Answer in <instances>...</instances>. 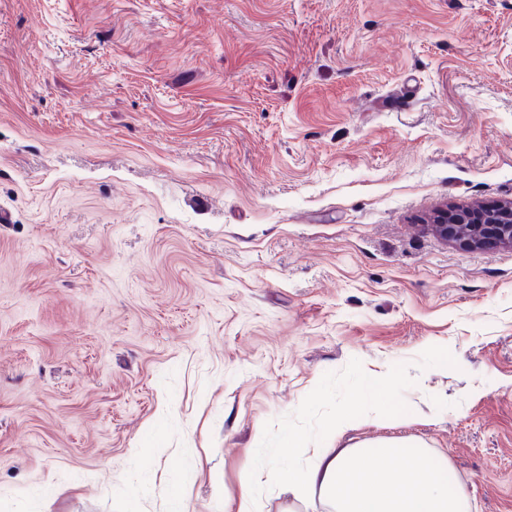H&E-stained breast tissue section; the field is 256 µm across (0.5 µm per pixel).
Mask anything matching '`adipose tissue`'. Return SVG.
Returning <instances> with one entry per match:
<instances>
[{
	"label": "adipose tissue",
	"instance_id": "ef3b65f1",
	"mask_svg": "<svg viewBox=\"0 0 512 512\" xmlns=\"http://www.w3.org/2000/svg\"><path fill=\"white\" fill-rule=\"evenodd\" d=\"M394 369L364 376L357 394L344 403L326 432L340 438L357 423L393 418ZM281 453L288 466L258 467L254 484L276 482L283 490L301 489L327 499L334 512H466L462 488L450 487L444 460L412 439L362 443L353 448H311L299 433L288 434Z\"/></svg>",
	"mask_w": 512,
	"mask_h": 512
}]
</instances>
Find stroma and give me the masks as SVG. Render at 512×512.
Listing matches in <instances>:
<instances>
[{"mask_svg":"<svg viewBox=\"0 0 512 512\" xmlns=\"http://www.w3.org/2000/svg\"><path fill=\"white\" fill-rule=\"evenodd\" d=\"M510 201L512 0H0V512H225L293 431L512 512V248L431 228ZM396 380L397 374L392 366L380 376L365 375L354 398L339 407L336 416L326 425L327 434L336 437L337 441L359 422L394 418L391 388ZM371 406L375 409L369 410Z\"/></svg>","mask_w":512,"mask_h":512,"instance_id":"stroma-1","label":"stroma"}]
</instances>
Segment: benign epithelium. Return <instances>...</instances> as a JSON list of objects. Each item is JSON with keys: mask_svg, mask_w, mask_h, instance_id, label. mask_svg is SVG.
Instances as JSON below:
<instances>
[{"mask_svg": "<svg viewBox=\"0 0 512 512\" xmlns=\"http://www.w3.org/2000/svg\"><path fill=\"white\" fill-rule=\"evenodd\" d=\"M433 230L445 240L462 249H486L512 247V202L490 213L486 224H468L461 213H448L444 209L434 224Z\"/></svg>", "mask_w": 512, "mask_h": 512, "instance_id": "7a95c632", "label": "benign epithelium"}]
</instances>
